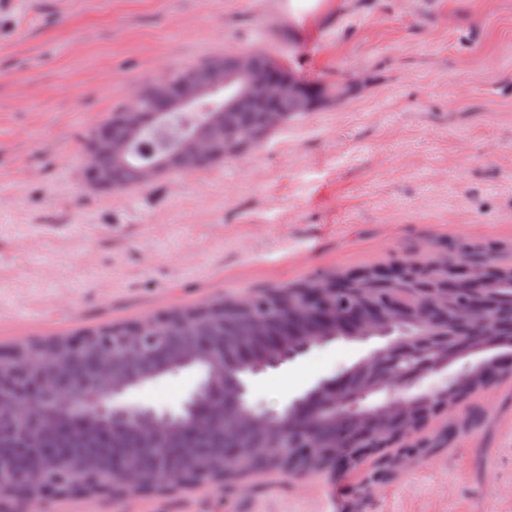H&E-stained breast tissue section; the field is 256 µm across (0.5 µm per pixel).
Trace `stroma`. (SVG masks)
<instances>
[{"label": "stroma", "mask_w": 512, "mask_h": 512, "mask_svg": "<svg viewBox=\"0 0 512 512\" xmlns=\"http://www.w3.org/2000/svg\"><path fill=\"white\" fill-rule=\"evenodd\" d=\"M263 50L322 95L206 171L101 193L83 136L136 89L211 52ZM349 91L337 96V84ZM512 253V0H18L0 12V349L238 301L441 244ZM380 339H339L249 377L278 411ZM185 368L131 402L181 412ZM476 422L363 489L384 464L33 512H512V376Z\"/></svg>", "instance_id": "stroma-1"}]
</instances>
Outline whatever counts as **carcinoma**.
<instances>
[{
    "label": "carcinoma",
    "instance_id": "1",
    "mask_svg": "<svg viewBox=\"0 0 512 512\" xmlns=\"http://www.w3.org/2000/svg\"><path fill=\"white\" fill-rule=\"evenodd\" d=\"M238 55L207 56L193 68H209L232 73ZM187 69H175L169 76V88L163 92L146 91L139 101L143 122L130 144V156L117 161L106 152L93 150L94 142L112 133L126 135L124 126L116 123L123 109L110 114L91 127L84 139V172L103 171L109 181L123 189L144 186L146 168L167 160L166 171L181 169L183 163L207 168L216 163L210 156L187 161L174 151L183 136L202 130L220 151L224 135L250 126L261 129L260 109L247 99L232 100L229 94L204 104L195 121L183 126L177 122L173 108L182 76ZM490 248L466 249L458 260L487 269V283L476 286L456 273V263L431 268L433 259L401 263L402 273L391 278L372 268L360 269L330 278L331 290L324 295V307L335 319L318 317L306 304L309 292L323 287L321 279H312L298 286L254 296L252 306L227 301L214 305L210 313H180V320L171 322L165 332L145 347L112 351L110 368L112 383L135 387L179 367H200L207 378L215 377L220 362L239 360L235 371L224 374V387L215 388L192 400L181 415L174 418L168 431L152 440L141 431L123 424L102 426L94 421L77 423L66 416L51 420L52 431L47 446L32 452L16 446L0 434V458L10 467L15 484H22L32 471L49 472L50 459L64 452L70 455L86 474L101 481L120 469L132 473L139 483L154 482L161 469L186 475L209 473L224 476V490L235 486L234 478L224 475V460L232 456L239 461L240 472L254 473L278 469L274 436L265 428L262 413L252 408L239 393L242 377L254 368L283 355H296L310 342L323 344L339 338L358 339L361 325L372 323L374 335L417 336L421 333L414 313L426 295L442 292L440 300L428 308L436 328L426 332L428 338L412 344L399 354L372 365L360 362L343 377L345 390L367 395L388 394V381L397 371L416 374L426 366L418 356L421 351L434 350L451 366L472 355L494 349H512V261L489 257ZM495 315L494 326L475 328L469 311L475 306ZM396 307L406 318L393 322L387 310ZM435 338H430V335ZM94 339L79 349L66 346L29 347L23 350L32 363L52 358L63 363L66 371H47L49 382L45 396L63 399L76 384L96 387L104 349L97 336L111 335L106 328L91 332ZM500 356L481 363H465L439 386V397H418L415 403L385 406L364 413L352 414L330 405L335 396L330 391L304 397L288 407L280 418L278 435L303 459L316 465L331 454L341 458L349 450H367L378 442L381 428L396 432L410 423L419 430L414 442L386 459L384 469L374 472L371 481H379L401 469V457L415 455L433 447L420 431L440 412L450 414L461 409L490 384L493 377L506 369L499 366ZM35 373H17L0 366V393L22 394Z\"/></svg>",
    "mask_w": 512,
    "mask_h": 512
}]
</instances>
